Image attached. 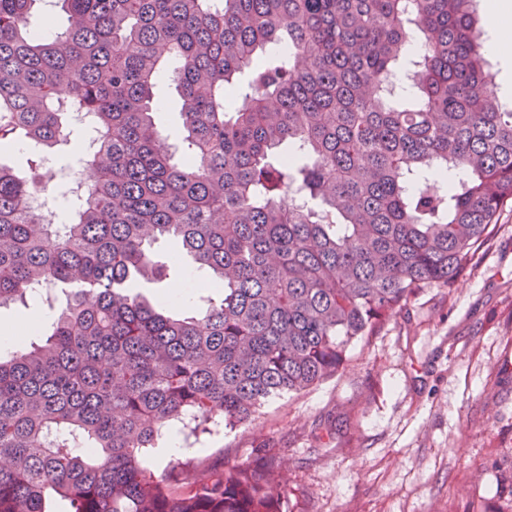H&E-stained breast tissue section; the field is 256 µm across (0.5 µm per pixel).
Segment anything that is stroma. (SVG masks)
Masks as SVG:
<instances>
[{
	"label": "stroma",
	"mask_w": 512,
	"mask_h": 512,
	"mask_svg": "<svg viewBox=\"0 0 512 512\" xmlns=\"http://www.w3.org/2000/svg\"><path fill=\"white\" fill-rule=\"evenodd\" d=\"M181 461L269 449L293 512H500L512 472V208L453 289L426 288L333 377L248 425L179 429Z\"/></svg>",
	"instance_id": "obj_1"
}]
</instances>
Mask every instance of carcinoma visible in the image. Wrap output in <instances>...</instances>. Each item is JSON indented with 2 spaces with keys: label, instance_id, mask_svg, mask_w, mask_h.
<instances>
[{
  "label": "carcinoma",
  "instance_id": "carcinoma-1",
  "mask_svg": "<svg viewBox=\"0 0 512 512\" xmlns=\"http://www.w3.org/2000/svg\"><path fill=\"white\" fill-rule=\"evenodd\" d=\"M37 2L0 0V146L30 171L0 164V307L65 300L45 341L0 355V512H288L267 452L157 470L146 451L174 421L246 424L336 374L490 239L512 205V102L478 0H54V34ZM75 112L98 142L77 196L31 148L64 151ZM49 183L56 224L30 206ZM160 237L219 300L136 291L166 276ZM158 95L165 103V108L162 112L157 113V122L163 129L175 132L182 123L178 112L176 92L172 86L165 85L158 89Z\"/></svg>",
  "mask_w": 512,
  "mask_h": 512
}]
</instances>
